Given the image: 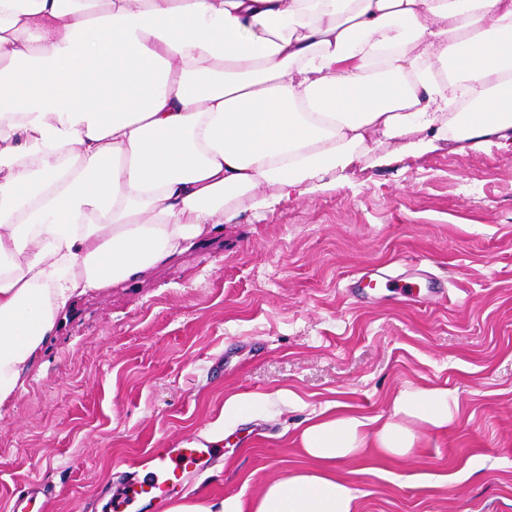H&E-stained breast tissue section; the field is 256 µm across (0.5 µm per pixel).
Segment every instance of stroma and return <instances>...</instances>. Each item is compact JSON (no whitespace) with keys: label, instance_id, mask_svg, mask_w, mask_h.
<instances>
[{"label":"stroma","instance_id":"1","mask_svg":"<svg viewBox=\"0 0 512 512\" xmlns=\"http://www.w3.org/2000/svg\"><path fill=\"white\" fill-rule=\"evenodd\" d=\"M430 386L458 395L448 427H420L408 459L340 466L358 512H512V130L372 143L335 182L241 202L209 243L83 297L0 407V512L26 485L37 512H100L134 459L186 436L223 451L146 512L251 498L307 466L327 403L384 416ZM237 395L265 402L228 435Z\"/></svg>","mask_w":512,"mask_h":512}]
</instances>
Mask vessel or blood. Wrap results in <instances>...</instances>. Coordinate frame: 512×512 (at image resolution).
<instances>
[{"label":"vessel or blood","instance_id":"obj_1","mask_svg":"<svg viewBox=\"0 0 512 512\" xmlns=\"http://www.w3.org/2000/svg\"><path fill=\"white\" fill-rule=\"evenodd\" d=\"M214 443L186 439L172 448H154L140 455L135 467L148 471L147 481H131L113 491L109 499L111 512H143L146 503L167 496L185 474L203 473L206 463L215 458Z\"/></svg>","mask_w":512,"mask_h":512}]
</instances>
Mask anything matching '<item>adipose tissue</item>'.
<instances>
[{
    "label": "adipose tissue",
    "mask_w": 512,
    "mask_h": 512,
    "mask_svg": "<svg viewBox=\"0 0 512 512\" xmlns=\"http://www.w3.org/2000/svg\"><path fill=\"white\" fill-rule=\"evenodd\" d=\"M453 111L458 139L512 128V0H0V405L82 296ZM456 405L328 403L309 466L168 512H356L339 465L408 456Z\"/></svg>",
    "instance_id": "adipose-tissue-1"
}]
</instances>
